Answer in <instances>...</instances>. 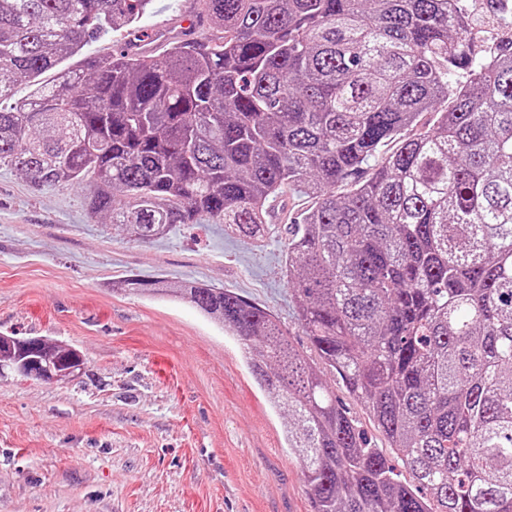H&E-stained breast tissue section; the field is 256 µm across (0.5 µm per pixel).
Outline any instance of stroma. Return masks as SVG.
Returning <instances> with one entry per match:
<instances>
[{"label": "stroma", "mask_w": 512, "mask_h": 512, "mask_svg": "<svg viewBox=\"0 0 512 512\" xmlns=\"http://www.w3.org/2000/svg\"><path fill=\"white\" fill-rule=\"evenodd\" d=\"M475 50L512 39L467 0ZM193 0L152 5L146 50L219 37ZM84 185L35 187L0 166V334L43 336L87 359L71 378L0 376V512H312L284 418L249 373L239 337L179 288L235 291L311 347L283 276L285 224L310 208L289 193L283 229L262 244L220 224L132 241L91 214ZM132 274L165 293L119 289Z\"/></svg>", "instance_id": "stroma-1"}]
</instances>
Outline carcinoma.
Wrapping results in <instances>:
<instances>
[{"label": "carcinoma", "mask_w": 512, "mask_h": 512, "mask_svg": "<svg viewBox=\"0 0 512 512\" xmlns=\"http://www.w3.org/2000/svg\"><path fill=\"white\" fill-rule=\"evenodd\" d=\"M151 3L0 0V165L91 181V213L140 240L222 224L261 244L273 204L312 197L283 273L320 365L240 294L177 291L245 341L312 512H512V41L476 53L463 0H203L218 42L88 52L140 40ZM487 12L512 26L509 0ZM425 112L433 128L403 136ZM326 378L332 389H336V397L339 399L340 405L357 420L360 429L365 432L373 443L379 445V447L385 446L384 439L377 428H375L363 402L345 391L337 379L335 384L332 374L327 373Z\"/></svg>", "instance_id": "cac0c4a2"}]
</instances>
